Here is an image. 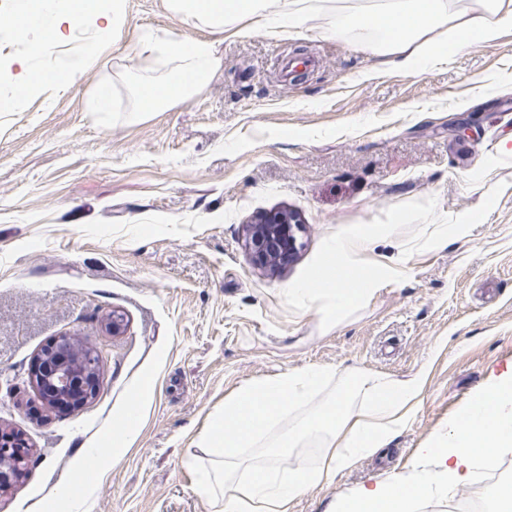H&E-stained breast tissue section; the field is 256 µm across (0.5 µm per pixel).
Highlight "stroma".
Returning <instances> with one entry per match:
<instances>
[{"label": "stroma", "mask_w": 512, "mask_h": 512, "mask_svg": "<svg viewBox=\"0 0 512 512\" xmlns=\"http://www.w3.org/2000/svg\"><path fill=\"white\" fill-rule=\"evenodd\" d=\"M18 6L0 0V61L33 53L67 68L85 30L33 52L12 27ZM329 19L319 10L298 33L242 37L188 25L165 0H124L98 67L0 110V429L28 446L0 512H215L199 488L213 460L201 434L244 384L326 368L319 404L352 372L423 374L387 448L292 508L336 512L361 485L423 470L419 449L512 374V158L498 152L512 141V27L412 74L328 37ZM151 33L210 42L218 66L188 101L140 112L141 70L176 66L145 51ZM104 82L113 105L98 112ZM458 123L468 137L451 135ZM496 185L465 236L408 258L405 235L375 240L372 259L407 278L356 315L325 330L315 310L286 308L283 290L331 233L430 196L455 216ZM280 210L299 215L303 246L263 268L247 227ZM112 313L125 324L116 335ZM61 336L105 352L94 397L63 411L30 380ZM108 447L103 470L78 472L85 449Z\"/></svg>", "instance_id": "obj_1"}]
</instances>
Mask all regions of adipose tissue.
<instances>
[{"label":"adipose tissue","instance_id":"1","mask_svg":"<svg viewBox=\"0 0 512 512\" xmlns=\"http://www.w3.org/2000/svg\"><path fill=\"white\" fill-rule=\"evenodd\" d=\"M167 8L185 23L215 31L236 27L248 35L245 20L272 27L287 21L303 27L309 0H166ZM489 20L459 19L450 0H373L368 10L331 15L327 33L340 41L359 30L383 33V42L369 50L394 58L408 72L422 70L425 62L415 43L426 33L447 25L450 39L439 52L445 57L462 53L474 44L489 42L499 30L512 27V0H485ZM123 23V0H26L14 15V29L26 35L38 29L39 45L62 41L66 32L85 26L95 32L81 57L66 72H35L31 57L15 59L13 68L0 73V105L23 93L66 83L72 74L95 67L103 47ZM161 54L178 65L162 78L141 77L134 83L138 111L150 112L188 99L208 82L217 60L212 44L190 38L160 41ZM332 377L331 371L306 368L250 383L224 401L202 435L208 453L219 463L202 473L200 486L209 498L221 502L223 512H289L290 502L306 490L332 482L363 456L387 447L398 429L413 416L422 392L421 377L406 381L358 373L344 389L319 405L311 400ZM360 407H353L354 397ZM325 449L322 465L280 468L275 448ZM257 456H249V449ZM512 448V375L501 377L479 391L449 429L420 449L433 460L435 470L407 480L394 476L360 488L347 512H417L421 503L467 482L476 465L491 466L499 452ZM250 469L249 480L235 477Z\"/></svg>","mask_w":512,"mask_h":512}]
</instances>
